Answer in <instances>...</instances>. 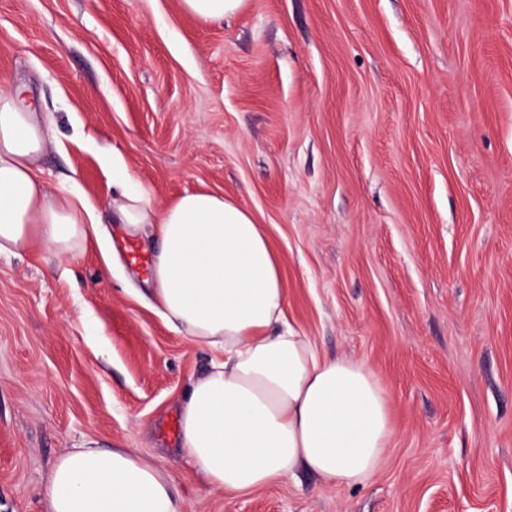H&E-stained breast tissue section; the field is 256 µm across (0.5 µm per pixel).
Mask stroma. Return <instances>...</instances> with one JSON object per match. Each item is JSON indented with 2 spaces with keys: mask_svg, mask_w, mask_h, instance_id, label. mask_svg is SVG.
I'll use <instances>...</instances> for the list:
<instances>
[{
  "mask_svg": "<svg viewBox=\"0 0 512 512\" xmlns=\"http://www.w3.org/2000/svg\"><path fill=\"white\" fill-rule=\"evenodd\" d=\"M0 72L52 122L39 161L98 209L118 153L158 200L240 203L286 314L361 360L395 433L368 481L211 491L178 453L213 351L152 308L149 238L0 257V512L93 441L164 466L182 512H512V0H0ZM185 11L206 23H218L235 14L243 0H181Z\"/></svg>",
  "mask_w": 512,
  "mask_h": 512,
  "instance_id": "35a3bbf8",
  "label": "stroma"
}]
</instances>
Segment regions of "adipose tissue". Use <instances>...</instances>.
<instances>
[{
    "instance_id": "obj_1",
    "label": "adipose tissue",
    "mask_w": 512,
    "mask_h": 512,
    "mask_svg": "<svg viewBox=\"0 0 512 512\" xmlns=\"http://www.w3.org/2000/svg\"><path fill=\"white\" fill-rule=\"evenodd\" d=\"M50 132L0 75V255L40 242L69 258L107 222L151 235L159 313L223 354L180 401V447L210 489L250 493L300 469L332 486L376 474L394 436L387 395L363 363L321 354L287 323L281 264L251 212L213 192L157 201L113 153L108 212L75 190L49 192L38 161ZM41 496L44 512H181L165 468L90 443L59 457Z\"/></svg>"
}]
</instances>
